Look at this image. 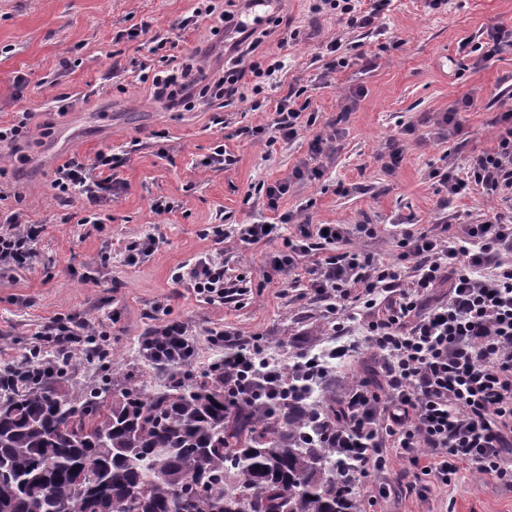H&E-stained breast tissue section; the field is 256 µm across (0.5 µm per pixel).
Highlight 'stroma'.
<instances>
[{"mask_svg": "<svg viewBox=\"0 0 512 512\" xmlns=\"http://www.w3.org/2000/svg\"><path fill=\"white\" fill-rule=\"evenodd\" d=\"M315 2L280 0L259 52L277 56L285 67L259 95V110L236 102L217 127L209 113L168 111L139 84L112 76L113 63L128 64L140 53L138 41L117 40L118 31L146 25L154 33L171 32L178 57L207 37L204 29H174L191 0H0V124L25 109L32 125L49 128L26 165L0 172V191L20 195L30 220L44 227L38 265L14 272L0 288V362L21 360L48 318L74 313L102 327L120 363L156 389L222 358L223 349L205 336L213 327L263 337L276 357L285 349L329 348L338 340L321 304L297 300L296 289L266 276V257L282 241L226 240L225 269L250 286L239 301L206 303L177 283L182 265L214 250L204 229L273 222L285 212L313 224H372L375 238L352 237L349 247L392 262L403 221L444 224L456 234L491 210L512 216V189L452 198L438 179L450 167L464 172L472 155L494 149L495 120L512 107V49L478 69L459 51L463 40L478 43L495 28L512 27V0H448L437 9L425 0H393L374 30L348 27L316 11ZM295 29L301 38L289 39ZM334 37L349 63L325 81L322 46ZM20 74L27 79L21 87L15 81ZM470 94L475 108L459 113L458 127L439 131L436 117ZM288 95L308 103L316 116L289 142L275 137L276 104ZM56 99L64 100L65 114L50 110ZM319 135L330 137L329 154L311 153ZM393 139L403 156L390 171L385 164ZM219 142L224 165L199 169L198 160ZM107 146L125 152L115 172L121 188L97 207L98 223L88 224L83 204L54 201L49 183L70 156L90 158ZM298 168L319 176L295 180ZM284 179L291 182L288 193L269 208L257 185ZM159 197L173 202L172 212L152 210ZM157 233L163 242L152 256L137 265L125 262L126 241ZM163 299L198 332L192 364L147 365L138 357L139 339ZM346 340L357 350L323 385V396L341 394L348 382L363 378L365 362L380 361L360 323H351ZM355 493L371 503V512H512L511 485L467 469L423 502L412 495L374 500L361 483Z\"/></svg>", "mask_w": 512, "mask_h": 512, "instance_id": "stroma-1", "label": "stroma"}]
</instances>
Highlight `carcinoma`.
<instances>
[{"mask_svg": "<svg viewBox=\"0 0 512 512\" xmlns=\"http://www.w3.org/2000/svg\"><path fill=\"white\" fill-rule=\"evenodd\" d=\"M0 382V512H361L313 419L323 398L230 403L224 377L153 389L112 362Z\"/></svg>", "mask_w": 512, "mask_h": 512, "instance_id": "carcinoma-1", "label": "carcinoma"}]
</instances>
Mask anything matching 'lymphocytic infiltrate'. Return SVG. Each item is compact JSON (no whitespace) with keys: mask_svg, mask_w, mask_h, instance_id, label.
Segmentation results:
<instances>
[{"mask_svg":"<svg viewBox=\"0 0 512 512\" xmlns=\"http://www.w3.org/2000/svg\"><path fill=\"white\" fill-rule=\"evenodd\" d=\"M194 2L179 27L194 30L220 22L225 31L222 64L211 65L210 47L201 44L179 67L164 72L171 38L130 28L126 38L147 37L148 49L119 72L146 85L167 109L204 103L212 123L220 125L230 103L262 93L284 63L275 57L264 65L254 60L267 32L248 27L243 0ZM501 122L493 151L473 155L465 174H444L449 195L512 188V113L504 112ZM120 162L108 148L88 159L70 157L52 174L53 197L63 203L78 199L90 209L100 206L118 193L111 171ZM288 223L295 229L287 236L283 227ZM41 232L20 205L0 209V280L38 264ZM211 233L218 244L230 236L249 244L286 237V249L266 257L268 277L290 281L300 299L321 302L336 335H345L351 310L361 309L364 339L384 358V391L378 394L364 382H352L340 401V418L326 424L327 441L356 479L387 475L396 453L409 463L401 484L422 500L462 469L512 484V219L492 211L459 235L450 234L444 224L403 228L399 259L387 263L343 247L355 233L374 237L376 230L368 224L313 225L284 214L268 228L241 224L229 235L217 225ZM186 277L207 303L248 291L242 278L226 275L223 258L210 253L196 259ZM443 283L447 301L423 308L422 297ZM154 310V324L141 338L140 349L159 363H193L197 341L191 325L173 316L167 303H157ZM38 336L39 345L11 363L12 371L32 367L45 343L69 361L88 349L102 360L110 356L102 331L78 315L49 318ZM206 336L211 345L226 350L214 370L223 372L238 397L254 401L302 395L303 382L324 378L329 361L346 360L353 351L345 343L329 348L325 363L298 355L289 368L299 378L294 384L285 382L287 368L265 357L260 344L244 343L223 329H209Z\"/></svg>","mask_w":512,"mask_h":512,"instance_id":"f902f5d3","label":"lymphocytic infiltrate"}]
</instances>
